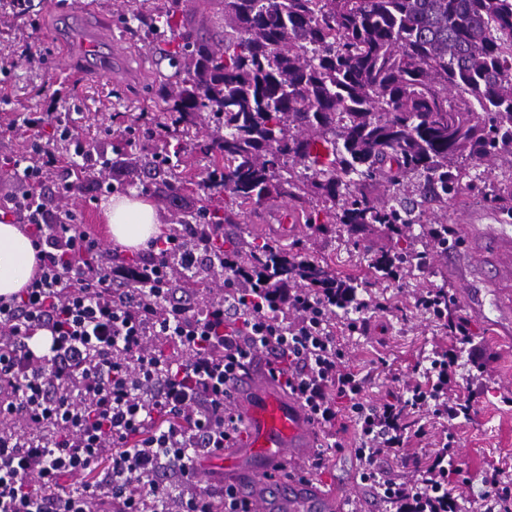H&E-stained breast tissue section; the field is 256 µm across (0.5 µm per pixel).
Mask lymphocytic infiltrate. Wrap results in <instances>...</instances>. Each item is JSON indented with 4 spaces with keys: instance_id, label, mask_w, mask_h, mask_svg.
I'll return each instance as SVG.
<instances>
[{
    "instance_id": "1",
    "label": "lymphocytic infiltrate",
    "mask_w": 512,
    "mask_h": 512,
    "mask_svg": "<svg viewBox=\"0 0 512 512\" xmlns=\"http://www.w3.org/2000/svg\"><path fill=\"white\" fill-rule=\"evenodd\" d=\"M24 124L36 151L22 171L27 189L7 211L28 227L39 273L0 298V512H105L115 499L125 512H254L234 487L200 486L197 473L243 430L227 383L260 358L325 434L305 475L340 451L343 402L360 440V478L394 512H462L449 480L454 434L411 482L383 479L376 467L426 437L425 419L453 415L455 352L434 359L426 383L375 408L332 330L337 296L366 306L353 284L274 288L228 259L222 296L187 303L171 273L196 269L209 244L185 235L154 241L132 273L137 287H125L131 273L92 259L96 245L74 213L43 201L42 178L59 163L60 117L38 112ZM102 463L107 478L83 481ZM65 476L76 485L63 486Z\"/></svg>"
}]
</instances>
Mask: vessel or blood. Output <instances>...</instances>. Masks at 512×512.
Here are the masks:
<instances>
[{"label":"vessel or blood","mask_w":512,"mask_h":512,"mask_svg":"<svg viewBox=\"0 0 512 512\" xmlns=\"http://www.w3.org/2000/svg\"><path fill=\"white\" fill-rule=\"evenodd\" d=\"M491 273L487 286L512 281V238L489 234L484 243ZM232 404L246 424L244 451L211 458L210 467L225 475L245 472L238 491L248 496L259 512H352L353 496L314 486L297 470L319 443L308 411L285 395L266 370H250L230 384Z\"/></svg>","instance_id":"b4317fda"}]
</instances>
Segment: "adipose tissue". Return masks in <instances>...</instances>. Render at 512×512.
Here are the masks:
<instances>
[{
	"instance_id": "1",
	"label": "adipose tissue",
	"mask_w": 512,
	"mask_h": 512,
	"mask_svg": "<svg viewBox=\"0 0 512 512\" xmlns=\"http://www.w3.org/2000/svg\"><path fill=\"white\" fill-rule=\"evenodd\" d=\"M102 208L113 243L125 249H145L149 241L164 231L148 198L114 196L103 203ZM36 270V251L31 237L21 225L0 222V296L19 292Z\"/></svg>"
}]
</instances>
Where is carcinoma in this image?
Listing matches in <instances>:
<instances>
[{
  "mask_svg": "<svg viewBox=\"0 0 512 512\" xmlns=\"http://www.w3.org/2000/svg\"><path fill=\"white\" fill-rule=\"evenodd\" d=\"M224 38L211 46L175 9H139L121 28L152 37L176 88L161 94L156 126L174 136L149 161L150 175L172 195L189 182L172 158L186 150L177 130L195 112L214 123L195 143L208 161L210 192L180 224L212 240L272 283H323L328 266L294 264L288 249L257 237L228 241L215 226L233 224L229 205L268 198L316 203L307 224L421 223L400 193L416 177L421 202L446 203L483 182L471 170L512 155V0H219ZM384 179L383 200L363 187ZM484 198L512 218V177L489 183ZM419 259L411 246L377 260L388 277ZM216 267L183 275L204 294Z\"/></svg>",
  "mask_w": 512,
  "mask_h": 512,
  "instance_id": "cac0c4a2",
  "label": "carcinoma"
}]
</instances>
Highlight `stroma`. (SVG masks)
<instances>
[{"label": "stroma", "instance_id": "1", "mask_svg": "<svg viewBox=\"0 0 512 512\" xmlns=\"http://www.w3.org/2000/svg\"><path fill=\"white\" fill-rule=\"evenodd\" d=\"M29 15L0 8V200L20 193L22 184L13 160L29 155L31 142L21 130L24 117L46 111L55 95H62L61 109L69 127V139L58 141L61 155L73 151L72 140L89 145L91 161L83 184L72 188L68 197L56 195L66 181L65 168H58L45 184L54 191V205L76 213L79 224L95 240L101 251L111 252L114 264L132 259L129 250L112 245L101 205L112 195L145 192L155 205L162 224H170L178 210L163 187L147 184L141 167L115 169L111 132H119L139 117L150 122L157 114L158 74L168 73L167 63L157 62L149 36L114 30L112 20L128 10L148 5L163 9L176 6L180 14L201 9L207 16L206 36L218 31L222 16L218 0H32ZM110 30L112 39L101 48L109 61L106 71L84 69L69 77L59 53L56 33L74 30L78 39L73 53L82 50L81 38L89 30ZM282 198L268 199L262 206L241 214L239 223L224 225L227 238L259 236L270 238L269 227L277 223ZM426 217L448 226V242L441 245L423 235L420 225L389 232L382 224L303 225L301 233L288 239L289 252H305L326 262L336 275L359 283L358 296L368 306L359 312L361 331L348 333L347 315L336 318V337L343 345L349 365L365 378V401L379 404L401 392L405 383L422 381L436 352L455 349L458 355L456 386L472 395L467 414L453 421L459 438L455 464L466 483L463 504L472 507L484 490L483 481L493 470L512 479V325L503 324L502 313L493 294H486L479 309H472L462 295L464 287L481 285L483 272L468 265L467 252L486 229L512 235V222L487 202L481 189L465 192L448 206L424 204ZM410 241L423 257L421 270H409L399 280L390 281L375 273L372 263L392 250L398 238ZM442 288L451 297L455 322L469 336L467 342L448 337L442 321L417 307L423 292ZM480 354L483 370L471 363ZM445 423L431 420L426 439L409 441L404 453L410 465L394 458L381 459L385 478L397 482L412 479L413 462H422L437 450ZM336 438L343 449L331 459L325 471L312 478L316 486L350 488L358 482L359 463L355 425L349 411H342L336 423Z\"/></svg>", "mask_w": 512, "mask_h": 512}]
</instances>
